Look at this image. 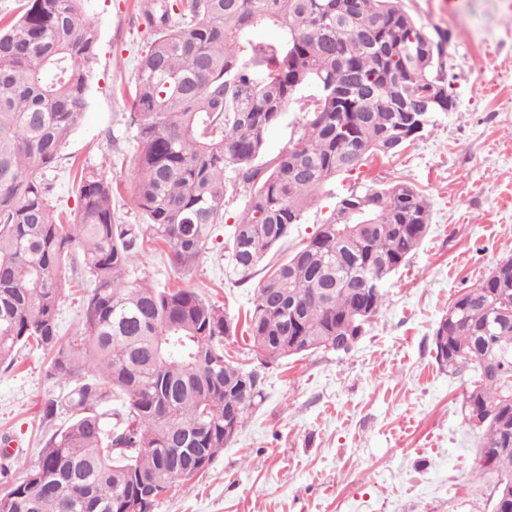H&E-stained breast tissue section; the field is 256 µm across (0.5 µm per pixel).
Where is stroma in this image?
Returning a JSON list of instances; mask_svg holds the SVG:
<instances>
[{"label":"stroma","mask_w":512,"mask_h":512,"mask_svg":"<svg viewBox=\"0 0 512 512\" xmlns=\"http://www.w3.org/2000/svg\"><path fill=\"white\" fill-rule=\"evenodd\" d=\"M144 2L86 0L99 30L88 107L47 174L68 215L80 166L116 176L120 223L141 221L128 91L150 38ZM404 3L427 26L450 31L445 64L456 105L433 113L398 155L371 158L354 176L414 186L429 204L428 233L354 346L264 366L265 398L245 429L153 512H492L495 478L481 468L482 434L464 414L473 373L442 370L432 337L450 304L512 257V0ZM133 274L194 289L233 320L244 318L261 282L227 278L218 247L184 274L155 253ZM49 361L27 346L13 367H0V437L11 439L0 464L16 481L68 420L42 417L45 402L70 389L48 376Z\"/></svg>","instance_id":"1"}]
</instances>
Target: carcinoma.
Here are the masks:
<instances>
[{"label":"carcinoma","instance_id":"1","mask_svg":"<svg viewBox=\"0 0 512 512\" xmlns=\"http://www.w3.org/2000/svg\"><path fill=\"white\" fill-rule=\"evenodd\" d=\"M85 0H25L0 25V366L21 345L51 354L49 374L72 383L71 419L25 479L8 483L0 512H153L245 426L264 378L228 359L237 325L186 288H155L129 269L144 239L191 271L244 191L224 254L242 283L264 272L245 316L271 361L346 352L383 305L389 278L427 234L429 209L412 185L353 184L312 236L277 255L319 193L374 154L419 137L399 109L427 98L455 107L444 64L451 34L419 22L402 0H156L158 26L139 59L135 202L141 224L116 223L113 177L81 170L80 208L52 204L55 167L88 104L98 27ZM259 27L280 31L257 43ZM312 87L315 93L298 99ZM301 133L275 155L267 137L288 106ZM78 266L91 288L80 339L61 340L59 303ZM512 261L461 294L433 333L435 360L474 371L466 418L480 426L481 467L512 482ZM239 409L229 431L224 412Z\"/></svg>","mask_w":512,"mask_h":512}]
</instances>
